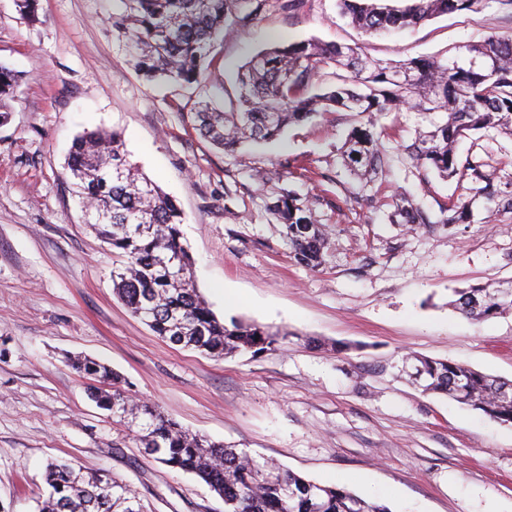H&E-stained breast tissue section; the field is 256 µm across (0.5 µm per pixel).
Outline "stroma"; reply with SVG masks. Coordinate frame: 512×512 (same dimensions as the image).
<instances>
[{
    "instance_id": "35a3bbf8",
    "label": "stroma",
    "mask_w": 512,
    "mask_h": 512,
    "mask_svg": "<svg viewBox=\"0 0 512 512\" xmlns=\"http://www.w3.org/2000/svg\"><path fill=\"white\" fill-rule=\"evenodd\" d=\"M120 9L38 0L34 24L17 0H0V64L19 76L0 124V512H37L53 458L117 477L148 512H224L203 480L144 455L98 407L70 365L84 356L190 433L389 512H512V424L424 391L404 367L423 357L512 380V314L475 323L451 305L462 288L512 285V212L479 204L474 222L441 224L471 180H443L402 154L377 183L410 194L428 221L395 224L391 206L358 204L360 184L340 163L351 113L323 112L227 154L184 109L225 102L237 71L280 43L358 42L392 61L448 55L512 33V10L490 0L369 37L336 0H307L229 32L201 84L184 87L137 74L109 22ZM95 129L122 131L129 160L181 208L195 284L218 319L283 330L274 349L199 354L156 336L116 296L112 249L84 224L66 176L73 140ZM458 152L512 196L511 134L476 133ZM288 190L312 201L327 232L319 268L291 258L266 208Z\"/></svg>"
}]
</instances>
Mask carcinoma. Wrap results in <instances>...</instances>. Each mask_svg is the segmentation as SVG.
Returning <instances> with one entry per match:
<instances>
[{"instance_id": "carcinoma-1", "label": "carcinoma", "mask_w": 512, "mask_h": 512, "mask_svg": "<svg viewBox=\"0 0 512 512\" xmlns=\"http://www.w3.org/2000/svg\"><path fill=\"white\" fill-rule=\"evenodd\" d=\"M112 31L125 41L135 69L149 81L197 84L209 54L224 32L254 24L271 11L295 13L305 0H120ZM342 16L366 34L416 26L460 11L478 12L488 0H337ZM18 75L0 65V118L11 110ZM317 112H351L359 117L345 141L346 170L374 182L389 161L379 117L390 112H444L446 122L418 129L404 146L421 167L444 179L470 176L482 187L467 201L451 204L448 224L473 222V204L498 199V189L479 165L462 160L458 141L489 129L512 132V36L490 34L447 57L410 58L397 63L368 56L361 47L314 39L288 42L257 53L238 74L229 106L209 102L191 107L193 129L214 147L234 152L245 142L278 139ZM69 176L79 203L103 242L118 258L112 271L115 294L153 333L175 345L225 358L260 354L280 333L232 319L226 324L195 286L192 260L181 241L182 214L174 199L129 159L118 131L95 130L77 137L69 151ZM399 224H424L411 199L393 201ZM268 209L284 227L296 263L324 261V229L309 204L290 192ZM456 311L481 322L512 312V288L487 285L462 289ZM95 382L92 396L112 413L115 424L133 433L144 454L202 479L224 501V512H388L341 487L307 480L245 450L212 443L185 430L148 404H134L121 389L122 377L92 358L72 361ZM414 379L427 392L445 394L489 419L512 423V383L448 361L420 359ZM47 491L39 512H144L135 493L115 478L84 475L66 461L46 467Z\"/></svg>"}]
</instances>
